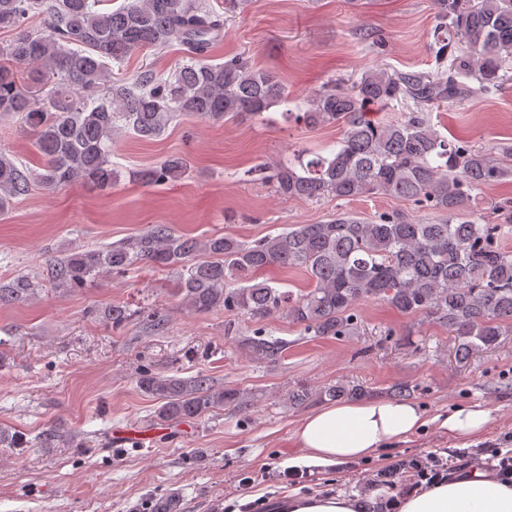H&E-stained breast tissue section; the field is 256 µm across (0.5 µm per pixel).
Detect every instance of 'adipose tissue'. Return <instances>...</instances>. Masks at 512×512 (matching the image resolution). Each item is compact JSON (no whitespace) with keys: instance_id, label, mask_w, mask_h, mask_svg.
<instances>
[{"instance_id":"obj_1","label":"adipose tissue","mask_w":512,"mask_h":512,"mask_svg":"<svg viewBox=\"0 0 512 512\" xmlns=\"http://www.w3.org/2000/svg\"><path fill=\"white\" fill-rule=\"evenodd\" d=\"M491 421L488 410L475 406L449 411L439 426L449 437L473 440ZM423 411L410 401L363 398L330 402L306 414L294 440L305 457L326 464L364 459L409 439L426 425ZM356 499L342 495H297L283 498L282 512H360ZM399 512H512V485L474 466L465 474L426 490L411 492Z\"/></svg>"}]
</instances>
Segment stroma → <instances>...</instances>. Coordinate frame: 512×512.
I'll return each mask as SVG.
<instances>
[{
    "instance_id": "1",
    "label": "stroma",
    "mask_w": 512,
    "mask_h": 512,
    "mask_svg": "<svg viewBox=\"0 0 512 512\" xmlns=\"http://www.w3.org/2000/svg\"><path fill=\"white\" fill-rule=\"evenodd\" d=\"M224 13V35L208 56L220 63L248 57L275 72L288 88V107L260 120L173 122L151 141L126 133L112 145L119 178L102 190L74 183L55 191L33 187L0 214V281L46 270L50 260L78 246H106L149 224H170L199 239L228 235L255 239L290 224H315L344 211L371 218L400 212L430 222L437 213L374 195L353 201L286 199L247 177L255 164L301 150L326 151L343 130L294 121L314 89L350 88L369 70L428 72L436 25L432 0H245ZM181 46L133 54L112 66L129 79L151 69L166 73L188 63ZM448 139L512 150V84L499 93L436 112ZM0 150L33 170L43 160L20 116H0ZM181 155L187 170L162 186L136 180L137 171ZM169 271L140 265L99 278L85 290L47 288L26 305L0 307V429L22 436L21 448L0 447V512H144L147 503L177 497L180 512H224L239 503L238 483L255 477L251 499L274 505L283 495L346 494L361 512H378L396 490L372 485L379 469L430 452L458 468L472 458L512 452V335L465 363L454 357L447 328L375 301L359 307L353 336L315 338L281 318L265 320L288 342L281 358L252 361L235 334L254 329L246 316L227 311L197 315L173 292ZM145 307L168 320L150 331L133 317L114 331L102 317L112 304ZM180 377L207 374L216 387L239 390L243 407L226 406L200 420L157 424L156 404L137 386L141 368ZM362 385L385 396L413 386L424 412L422 431L393 448L341 465L302 462L293 431L306 415L288 394L300 386ZM491 413L489 429L472 445L456 447L436 416L458 406ZM303 465L306 482L261 480L266 468Z\"/></svg>"
}]
</instances>
